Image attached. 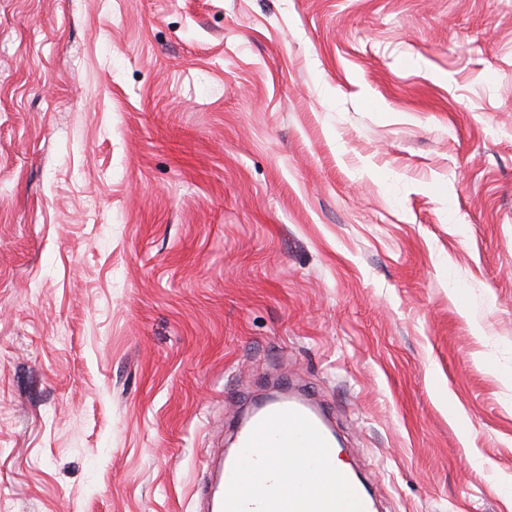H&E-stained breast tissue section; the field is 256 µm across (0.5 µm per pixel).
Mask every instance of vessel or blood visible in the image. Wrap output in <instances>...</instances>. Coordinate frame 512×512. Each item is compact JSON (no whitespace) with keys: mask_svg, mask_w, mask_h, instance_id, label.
<instances>
[{"mask_svg":"<svg viewBox=\"0 0 512 512\" xmlns=\"http://www.w3.org/2000/svg\"><path fill=\"white\" fill-rule=\"evenodd\" d=\"M294 451L300 470L317 474L324 487L317 500L298 508L293 473L271 469L268 449ZM333 434L321 410L289 395L266 404L240 435L239 452L222 467L214 487L206 491L209 512H336L337 486L348 492L346 512H372L368 492L349 471L337 468Z\"/></svg>","mask_w":512,"mask_h":512,"instance_id":"obj_1","label":"vessel or blood"}]
</instances>
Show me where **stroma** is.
<instances>
[{
  "mask_svg": "<svg viewBox=\"0 0 512 512\" xmlns=\"http://www.w3.org/2000/svg\"><path fill=\"white\" fill-rule=\"evenodd\" d=\"M286 380L512 512V0H0V512H197Z\"/></svg>",
  "mask_w": 512,
  "mask_h": 512,
  "instance_id": "35a3bbf8",
  "label": "stroma"
}]
</instances>
